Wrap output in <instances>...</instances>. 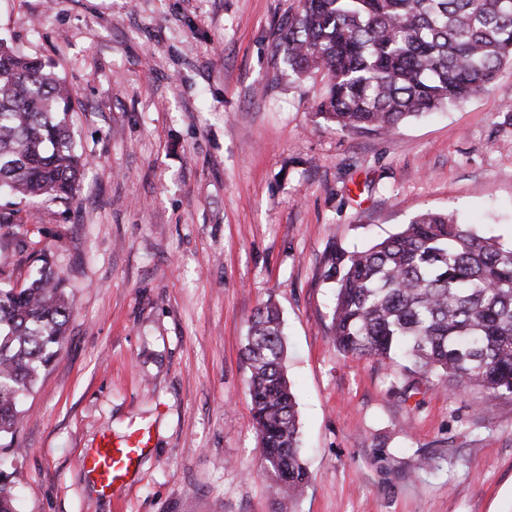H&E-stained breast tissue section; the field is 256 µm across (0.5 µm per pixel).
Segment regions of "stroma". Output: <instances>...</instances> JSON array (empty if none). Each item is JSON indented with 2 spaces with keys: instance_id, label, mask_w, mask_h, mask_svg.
<instances>
[{
  "instance_id": "1",
  "label": "stroma",
  "mask_w": 512,
  "mask_h": 512,
  "mask_svg": "<svg viewBox=\"0 0 512 512\" xmlns=\"http://www.w3.org/2000/svg\"><path fill=\"white\" fill-rule=\"evenodd\" d=\"M299 0H0V37L73 90L89 160L72 204L21 202L0 278L40 253L72 317L0 438L17 512H512V396L398 389L400 367L339 353L332 247L420 212L512 239V64L459 107L390 135L317 113L322 73L280 46ZM280 308L312 482L272 494L242 350ZM152 442L113 498L76 465L101 437ZM430 468L419 466L422 457Z\"/></svg>"
}]
</instances>
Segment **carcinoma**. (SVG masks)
<instances>
[{"label":"carcinoma","mask_w":512,"mask_h":512,"mask_svg":"<svg viewBox=\"0 0 512 512\" xmlns=\"http://www.w3.org/2000/svg\"><path fill=\"white\" fill-rule=\"evenodd\" d=\"M281 37L295 75L322 72L319 114L341 131L391 134L405 121L487 90L512 62V0H300ZM72 90L39 59L0 41V193L68 204L87 159L69 130ZM336 349L402 366L403 391L436 379L453 391L512 396V243L425 211L364 250L333 249ZM62 276L0 287V434L62 343L72 316ZM280 313L250 320L243 357L267 480L290 498L301 458Z\"/></svg>","instance_id":"carcinoma-1"}]
</instances>
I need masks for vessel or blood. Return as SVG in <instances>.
I'll return each instance as SVG.
<instances>
[{"label": "vessel or blood", "instance_id": "vessel-or-blood-1", "mask_svg": "<svg viewBox=\"0 0 512 512\" xmlns=\"http://www.w3.org/2000/svg\"><path fill=\"white\" fill-rule=\"evenodd\" d=\"M148 444L146 435L138 431L120 443L105 438L79 458L78 466L97 487L99 495L109 498L124 487Z\"/></svg>", "mask_w": 512, "mask_h": 512}]
</instances>
